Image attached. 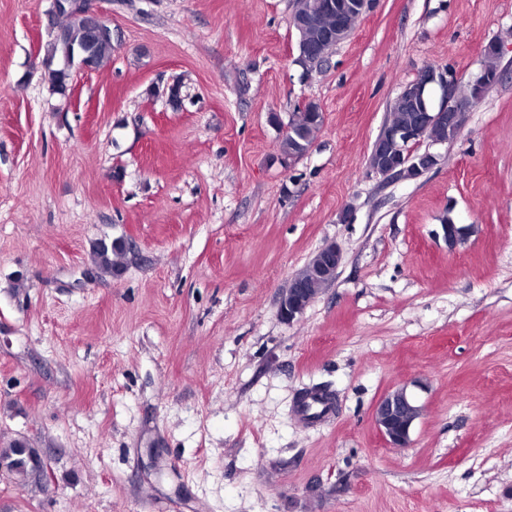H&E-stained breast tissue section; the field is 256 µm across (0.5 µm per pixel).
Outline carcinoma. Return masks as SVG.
I'll return each mask as SVG.
<instances>
[{
  "label": "carcinoma",
  "mask_w": 512,
  "mask_h": 512,
  "mask_svg": "<svg viewBox=\"0 0 512 512\" xmlns=\"http://www.w3.org/2000/svg\"><path fill=\"white\" fill-rule=\"evenodd\" d=\"M55 21L56 32L48 46L49 59L68 60L78 66L88 62L96 70L111 59L114 44L111 36L101 35L106 21L92 12L81 0H68L59 7L58 13L51 14ZM333 20L328 15L319 16L315 23L303 26L293 25L297 33V57L295 62L306 72L322 69L337 46L336 41L328 38V30ZM500 78L498 56L491 48L483 54L481 74L467 85L466 90H458L457 79H452L454 93L453 102L473 105L483 92L495 84ZM45 80L51 91L65 94L70 86L71 74L62 69L47 68ZM421 107L418 102L405 96H399L391 106L387 123L403 129L417 125ZM466 121V113L456 125L433 124L423 128V139L430 142L448 143L454 141L461 132ZM323 124V113L319 104L309 101L293 113L288 122L289 130L283 135L279 149L287 158L304 155L312 146L315 134ZM401 151L391 146L386 154H372L369 168L374 169L385 164H396ZM127 248L123 241L111 243L100 241L94 248V262L98 270L104 274H112L120 270L125 263ZM39 452L21 442H15L7 448H0V474L9 477L16 483L25 484L24 474L31 467V462Z\"/></svg>",
  "instance_id": "carcinoma-1"
}]
</instances>
